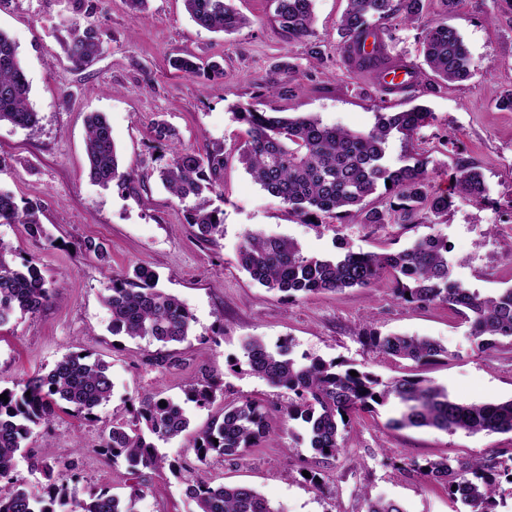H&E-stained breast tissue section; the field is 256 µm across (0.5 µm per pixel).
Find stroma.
<instances>
[{
	"mask_svg": "<svg viewBox=\"0 0 512 512\" xmlns=\"http://www.w3.org/2000/svg\"><path fill=\"white\" fill-rule=\"evenodd\" d=\"M91 4L103 51L77 69L62 41L71 20L82 18ZM234 5L250 24L224 35L198 27L183 0H149L144 19L134 16L126 0H0V31L18 46L30 102L39 114L33 130L0 124V189L38 203L51 239L34 241L21 224H0V238L39 260L56 282L50 305L0 327V388H20L35 372H48L62 356L84 350L109 364L115 383L97 420L58 413L49 428L35 429L25 450L50 463L73 462L80 493L106 487L126 497V465L98 452L104 425L130 419L128 397L179 399L188 381L213 377L224 383V401L265 405L270 430L268 439L243 456L212 458L209 470L216 481L253 486L280 512H365L369 498L397 501L405 512H457L447 489L413 472V464L490 456L512 448V433L394 428L389 421L398 411L388 403L354 415L343 454L325 459L303 440L299 422H285L287 391L250 374L242 345L251 336L271 345L285 342L295 356L341 361L387 381L402 376L408 365L372 349L365 329L428 336L448 354L422 367L423 376L457 399L476 402L512 398V352L479 353L467 325L447 306L405 305L384 281L368 290L297 299L266 290L240 267L238 248L249 230L291 238L308 256H330L344 244L398 251L416 238L441 234L453 248L455 280L482 293L512 287V111L498 107L512 90V0H461L452 11L444 0H426V18L446 19L460 33L475 72L416 99L404 93L387 100L368 77L346 66L338 48L336 23L346 0H314L313 32L303 39L279 30L274 0ZM313 43L321 47L322 62L308 55ZM190 56L221 63L223 77L187 76L172 68L174 58ZM278 83L291 85V93L277 94ZM382 101L395 112L419 102L435 115L412 141L391 140V165L427 152L431 187L444 191L457 158L471 160L483 175L488 206L460 202L448 215L425 217L412 228L303 223L272 201L237 160L246 138L233 116L237 104L365 132ZM92 112L104 113L111 124L129 173L123 184L103 187L88 177L85 121ZM159 120L176 129L182 146L224 149V185L212 198L224 211L218 242L197 238L183 205L155 174L164 163L152 132ZM490 224L497 225L495 234H487ZM87 240L103 244L106 259L83 253ZM140 263L151 266L160 287L195 317L188 339L173 346L177 363L170 367L150 361L155 344L109 330L105 290L113 276ZM189 484L186 474L145 473L135 508L195 512Z\"/></svg>",
	"mask_w": 512,
	"mask_h": 512,
	"instance_id": "stroma-1",
	"label": "stroma"
}]
</instances>
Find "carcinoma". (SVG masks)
Listing matches in <instances>:
<instances>
[{"label":"carcinoma","mask_w":512,"mask_h":512,"mask_svg":"<svg viewBox=\"0 0 512 512\" xmlns=\"http://www.w3.org/2000/svg\"><path fill=\"white\" fill-rule=\"evenodd\" d=\"M191 20L204 30L232 34L250 24L237 12L233 0H183ZM275 22L292 38L307 37L314 24L313 0H274ZM337 26L339 45L349 65L362 67L351 58V50L363 45L370 27L383 34L387 24L400 19L422 27L421 44L428 70L414 66V82L401 87L410 92L433 74L436 84L463 82L474 72V62L458 31L445 20L423 21V0H346ZM64 52L76 67L93 62L102 53V42L90 27L75 20L68 28ZM237 122L246 126V139L238 149V160L266 194L298 218L356 221L360 224H413L422 213L445 216L458 201L481 208L488 200L482 174L468 160L456 161L452 186L447 192L428 190V161L394 168L387 163L386 147L398 135L411 141L431 124L433 113L416 105L389 112L378 107L376 123L365 133L323 124L318 118L280 117L239 106ZM24 129L38 125V112L30 103V85L20 65L17 44L0 31V123ZM155 142L170 154L159 169V179L171 195L185 205L186 220L204 241L224 236V212L211 207L210 195L224 184V148L203 150L176 146L175 129L163 121L154 123ZM85 153L90 179L107 187L123 181L120 159L106 117L93 113L87 122ZM394 199L385 210H368L365 200L378 189ZM40 206L17 199L0 190V224H23L34 240H49L39 219ZM448 240L425 235L394 252L355 251L345 246L332 256H306L292 239L247 231L238 250V261L252 280L270 291L296 298L345 288H372L386 281L393 295L407 304L441 303L468 324L469 334L482 352L512 350V287L491 294L471 290L451 278ZM159 276L145 265L133 276L118 275L106 288L104 304L110 314L112 335L131 340L147 339L161 348L152 354L154 364L173 363L166 347L184 342L194 317L176 296L158 287ZM410 297H405V294ZM56 296L54 282L36 259L23 257L0 239V326L16 314L35 315ZM367 343L379 354L409 361V374L384 381L368 371L349 374L344 364L303 355L297 359L283 345L270 346L258 337L243 343V355L252 375L288 391L284 415L299 421L309 447L324 458L338 456L344 448L341 427L344 417L394 402L399 416L389 421L396 428H434L448 433H512V399L499 402H466L423 378L415 369L439 357L447 348L429 338L401 334L382 335L368 330ZM114 393L110 366L92 352L70 353L57 360L45 374L29 377L20 390L0 389V512H135L141 483L130 485L125 500L102 489L83 498L77 479L66 464L31 462L43 472L47 483L35 494L15 485L12 473L21 448L34 432L50 423L58 412L85 419ZM186 400L199 408L216 400V386L192 381ZM167 403L161 407V403ZM264 406L245 399L224 406L210 425L193 439L197 468L189 493L196 512H280L254 488L216 484L206 466L213 457H238L269 436ZM189 428L182 404L170 398L141 400L129 421H114L103 437L99 453L123 460L132 473L142 469L173 474L181 471L158 453L155 441H170ZM415 471L448 488V496L467 512H494L499 478L512 477V452L507 457L467 460H429Z\"/></svg>","instance_id":"obj_1"}]
</instances>
